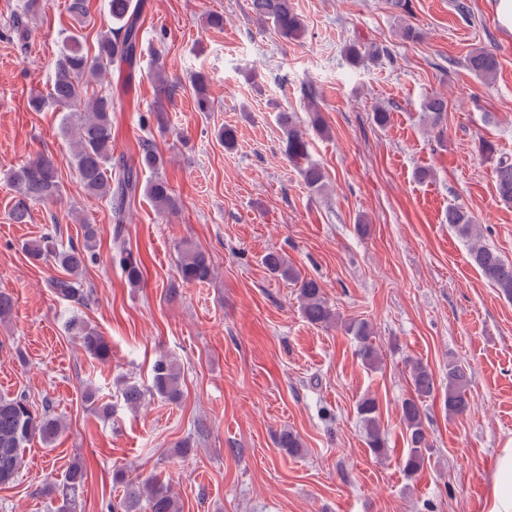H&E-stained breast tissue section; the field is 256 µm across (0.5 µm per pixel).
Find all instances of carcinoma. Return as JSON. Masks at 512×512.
<instances>
[{"mask_svg":"<svg viewBox=\"0 0 512 512\" xmlns=\"http://www.w3.org/2000/svg\"><path fill=\"white\" fill-rule=\"evenodd\" d=\"M46 5V0H25L21 12L16 14L13 31L18 40L28 39L29 21ZM249 8L260 24H270L285 40L298 39L304 32V22L293 9L290 0H250ZM112 26L97 38L95 55H89L83 36L70 32L63 40V49L55 65V79L49 93L34 95L29 99L30 108L42 112L49 107L66 111L62 119V130L70 138V163L74 165L85 191L105 201L112 210L115 223L114 240L118 243L115 258L128 285L140 286L144 279L140 261L121 240L124 214L128 199L136 194L139 186V171L159 169L163 158L155 144L144 140L140 144L138 166H129L113 160L112 112L120 107V101L112 93L95 92L84 95V87L111 66L131 65L141 52L138 0H109ZM384 48L356 46L347 49L351 63L358 65L365 60H377L385 55ZM469 70L477 77L490 81L499 71L500 63L495 50L475 48L466 56ZM197 108L201 112L210 109L211 99L206 80L197 75L193 79ZM447 109V102L432 96L424 102V111L434 128L438 127ZM278 119L286 130L285 152L288 159L299 164L307 187L319 193L325 187L324 170L309 159L308 144L298 130L295 117L288 112L279 113ZM494 145L484 142L479 154L486 160L496 159L494 174L499 196L512 201V161L506 157H495ZM9 180L17 192L11 211L12 219L22 224L29 218L30 205L52 201L61 192L58 167L49 156L39 155L27 163L10 170ZM145 194L161 213H173L180 207V199L168 183L155 178L145 185ZM82 242H68L63 246L57 234L50 232L24 244L23 249L34 261L49 262L59 268L60 273L47 280L53 295L63 301L86 306L90 292L82 288L81 275L89 254L95 249L100 228L84 219ZM448 224L468 243L469 255L483 276L507 300H512V261L505 260L498 251L481 240L474 217L461 207L448 209ZM263 264L274 275L298 285V297L303 317L313 325L327 326L339 322L337 313L329 306L321 284L301 274L288 264L279 252L270 251L263 256ZM177 272L186 284H204L212 280L214 267L204 251L187 246L180 252ZM341 329L352 336L357 355L365 365L375 367L380 356L375 345L373 327L366 320L349 319L340 322ZM68 328L78 339L81 348L91 358L107 361L112 355L108 339L83 319L72 317ZM470 376L466 367L457 361H448V396L444 405L448 414L459 416L470 409L467 390ZM411 393L400 404V420L405 428L408 448L402 459V469L408 476L415 475L431 450L424 422V403L433 397L436 382L433 373L420 361L410 363ZM150 392L169 402H177L182 396L181 371L168 359L157 360L152 368ZM84 402L97 410L104 418L112 417V407L99 402L97 390H85ZM357 415L363 425L366 444L376 457L387 455L388 441L380 426L379 404L371 396L362 397L357 404ZM62 429L61 421L46 410L37 413L27 396L0 397V484L11 482L22 464V454L29 442L38 438L50 444ZM87 474L79 461L70 464L62 480L42 487L41 494L61 498L59 512H71L79 492L84 487ZM113 481L124 486L122 499L109 506V512H180L171 486L163 480L148 476L142 480H131L121 471L113 474Z\"/></svg>","mask_w":512,"mask_h":512,"instance_id":"cac0c4a2","label":"carcinoma"}]
</instances>
